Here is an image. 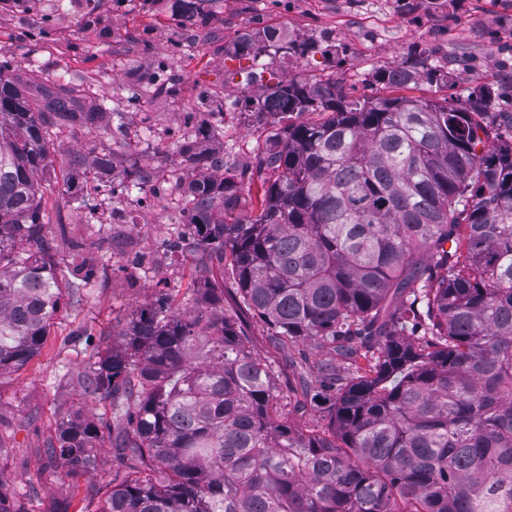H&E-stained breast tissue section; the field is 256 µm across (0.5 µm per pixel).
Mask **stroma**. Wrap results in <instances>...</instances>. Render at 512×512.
Masks as SVG:
<instances>
[{
    "instance_id": "obj_1",
    "label": "stroma",
    "mask_w": 512,
    "mask_h": 512,
    "mask_svg": "<svg viewBox=\"0 0 512 512\" xmlns=\"http://www.w3.org/2000/svg\"><path fill=\"white\" fill-rule=\"evenodd\" d=\"M266 27L317 42L319 50L289 59L270 49L235 54L240 32ZM415 49L430 50L447 67V86L421 81L380 88V95L441 99L504 86L512 80V0H208L203 21L193 25L178 17L175 0H0V54L18 74L37 73L48 84L65 74L84 109L97 113L116 169L133 160L153 169L157 195L154 213L138 222L103 229L88 223L101 198L90 183L95 172L70 168L66 159L88 151L93 135L78 129L54 139L51 165L38 176L50 217L47 240L60 273L79 256L92 277L85 290L65 289L39 354L0 372V489L21 512H88L105 498L118 468L111 438L99 443L96 471L75 477L53 471L43 450L63 418L111 420L109 400L86 395L81 376L131 313L162 289L185 305L204 285L191 259L162 247L177 211L161 177L181 163L166 131L189 114L212 122L217 111L231 112L223 138L204 148L234 167L238 146L266 135L250 106L263 85L247 82V73L330 76L358 96L372 71L396 67ZM67 180L82 187L88 206L69 204L61 193ZM137 255L150 266L149 277H141ZM247 344L269 361L283 398L300 368L323 357L302 345L272 346L257 324Z\"/></svg>"
}]
</instances>
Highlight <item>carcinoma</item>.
Listing matches in <instances>:
<instances>
[{"mask_svg":"<svg viewBox=\"0 0 512 512\" xmlns=\"http://www.w3.org/2000/svg\"><path fill=\"white\" fill-rule=\"evenodd\" d=\"M304 57L274 28L246 32L240 56ZM448 86L427 51L372 82ZM348 95L327 78L280 80L255 98L272 126L253 149L256 213L236 218L242 178L193 124L176 151L189 184L166 251L218 267L224 282L175 307L133 312L83 374L112 402L99 427L69 418L46 448L65 474L96 468L115 432L123 470L95 512H512V141L492 99ZM305 114L316 116L301 121ZM69 83L23 80L0 62V371L35 357L63 280L45 244L36 177L66 128L92 129ZM113 169L92 148L69 156ZM150 168L112 178L141 191ZM274 343L328 347L345 364L302 379L332 393L326 430L283 421L268 362L246 346L247 317Z\"/></svg>","mask_w":512,"mask_h":512,"instance_id":"cac0c4a2","label":"carcinoma"}]
</instances>
